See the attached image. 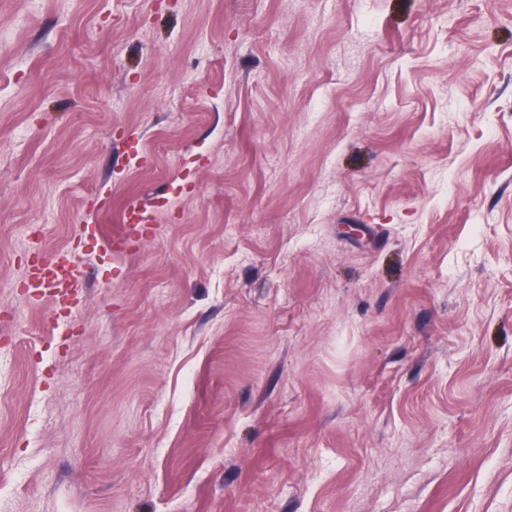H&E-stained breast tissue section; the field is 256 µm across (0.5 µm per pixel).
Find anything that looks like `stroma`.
Here are the masks:
<instances>
[{"instance_id":"35a3bbf8","label":"stroma","mask_w":512,"mask_h":512,"mask_svg":"<svg viewBox=\"0 0 512 512\" xmlns=\"http://www.w3.org/2000/svg\"><path fill=\"white\" fill-rule=\"evenodd\" d=\"M0 512H512V0H0ZM126 215L123 220L121 231L115 236L124 242H132V233L140 226L154 223V215L152 209L142 202H131L125 207ZM139 225V226H137ZM81 272L77 268L72 269V261L62 251L53 256L43 258L42 262L31 266L28 280L37 281L36 288H55L54 297L59 300L62 294L70 293L73 289L76 300L77 288H79Z\"/></svg>"}]
</instances>
